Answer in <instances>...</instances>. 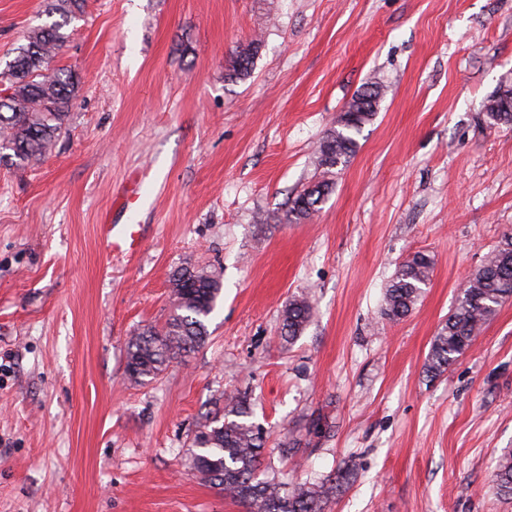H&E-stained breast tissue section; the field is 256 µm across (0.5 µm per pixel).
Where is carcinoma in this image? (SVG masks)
<instances>
[{"label": "carcinoma", "instance_id": "carcinoma-1", "mask_svg": "<svg viewBox=\"0 0 512 512\" xmlns=\"http://www.w3.org/2000/svg\"><path fill=\"white\" fill-rule=\"evenodd\" d=\"M85 0H50L48 14L59 16L34 28L27 43L0 71V162L33 167L45 158L66 128L79 92L78 76L51 61L68 39L64 28L83 12ZM258 41L236 52L228 67L235 79L251 74ZM383 96L378 82L366 85L348 102L351 112L339 116L322 137L316 156L318 176L289 201L278 218L297 224L318 212L334 184L336 174L354 157L356 135L373 121ZM483 117L491 127H512V86L499 87L482 102ZM432 276L428 256L416 254L399 265L385 293L383 314L392 321L408 316ZM173 312L162 328L147 327L127 345L126 377L133 385L155 379L173 361L197 351L208 336L207 321L221 294L220 275L184 267L171 277ZM512 298V237L505 239L461 288L456 305L434 336L425 363L430 377L443 374L470 347L474 337ZM314 307L307 296L288 302L281 315V339L291 344L312 320ZM246 398H225L224 410L197 431L191 441V468L224 497L242 504L246 512H326L330 498L350 480V471L316 483H290L276 475L262 476L264 439L250 421ZM496 493L512 498V451L497 460Z\"/></svg>", "mask_w": 512, "mask_h": 512}]
</instances>
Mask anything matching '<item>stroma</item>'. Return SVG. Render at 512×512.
Masks as SVG:
<instances>
[{
  "label": "stroma",
  "mask_w": 512,
  "mask_h": 512,
  "mask_svg": "<svg viewBox=\"0 0 512 512\" xmlns=\"http://www.w3.org/2000/svg\"><path fill=\"white\" fill-rule=\"evenodd\" d=\"M46 0H0V69ZM53 67L80 78L44 162L0 163V512H245L189 466L190 439L243 393L285 481L356 478L326 512H512V299L438 377L424 364L461 288L512 236V129L481 104L512 82V0H86ZM259 40L250 74L232 54ZM385 94L332 194L314 178L352 96ZM142 245L106 251L131 178ZM268 216L265 224L256 215ZM433 263L412 313L382 316L396 267ZM220 272L207 343L153 382L126 348L172 311L183 267ZM312 322L280 337L288 301ZM291 455H281V447ZM313 314L314 307L307 296L301 295L290 300L281 315V339L292 344L306 330ZM494 485L496 493L504 498H512V451H504L497 460Z\"/></svg>",
  "instance_id": "35a3bbf8"
}]
</instances>
